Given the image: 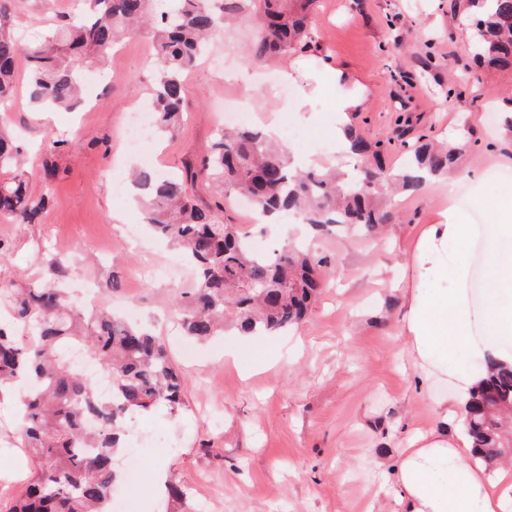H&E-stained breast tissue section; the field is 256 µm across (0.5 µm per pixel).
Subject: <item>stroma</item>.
Wrapping results in <instances>:
<instances>
[{
	"label": "stroma",
	"mask_w": 512,
	"mask_h": 512,
	"mask_svg": "<svg viewBox=\"0 0 512 512\" xmlns=\"http://www.w3.org/2000/svg\"><path fill=\"white\" fill-rule=\"evenodd\" d=\"M76 9V0H23L15 23L23 40L40 39L43 20ZM470 15L466 0H317L316 52L286 56L271 68L251 63L245 49L252 30L242 25L213 45L211 63L187 73L180 133L155 136L144 153L150 168L167 174H182L200 159L225 103L237 98L256 118L279 122L292 155L313 153L323 163L338 161L336 107L347 94L359 99L347 119L368 139L391 136L402 114L410 118L408 138L426 134L466 144L457 177L396 200L385 241L343 228L312 238L313 251L331 259L329 283L301 324L258 336L273 364L246 375L224 358L231 334L194 343L180 332L171 303L191 282L193 267L153 239L156 270L141 274L125 240L127 225L141 223L143 214L113 189L136 163L124 150L120 126L130 105L149 100L150 42L125 40L105 70L86 69L85 106L46 119L32 110L26 71L18 69L13 106L0 119L27 147L31 191L49 192L51 202L37 224L0 218V241L10 246L0 274L47 279L39 260L46 249L70 258L63 283L70 295L116 275L118 288L105 294L113 313L149 324L188 380L181 408L162 404L129 418V433L164 431L178 447L143 453L140 488L124 480L115 485L112 497L121 500L122 512H403L382 476L403 448L436 426L433 403L451 394L452 383L414 368L396 283L419 229L436 220L448 191L474 196L472 170L491 174L485 197L512 196V186L494 179L512 170V133L502 117H486L491 106L512 98V70L479 67L462 41H449V31L462 29ZM288 70L293 79H285ZM275 84L288 86L286 98L274 95ZM309 90L311 105L296 110ZM52 139L60 148L48 149ZM48 164L55 179L45 177ZM116 211L124 223H113ZM228 216L248 227L263 253L300 233L295 224L274 231L251 223L237 207ZM187 346L194 349L189 358L182 353ZM33 469L14 407L0 402V483L25 481ZM161 470L181 495L159 491Z\"/></svg>",
	"instance_id": "obj_1"
}]
</instances>
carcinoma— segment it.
Wrapping results in <instances>:
<instances>
[{
  "instance_id": "1",
  "label": "carcinoma",
  "mask_w": 512,
  "mask_h": 512,
  "mask_svg": "<svg viewBox=\"0 0 512 512\" xmlns=\"http://www.w3.org/2000/svg\"><path fill=\"white\" fill-rule=\"evenodd\" d=\"M16 0H0V109L14 99L16 60L23 57L29 102L35 109L75 110L84 101L78 70L105 67L122 38L143 34L156 49L152 87L156 129L174 134L185 98L184 76L210 39L237 21L257 32L250 61L303 54L317 47L310 21L316 0H81L77 18L51 26L44 40L24 45L11 17ZM473 8L474 60L512 67V0H469ZM357 163L344 178L332 169L296 170L288 153L251 126L221 129L199 167L182 178L148 170L133 174L143 191L140 208L152 233L198 271L195 283L175 303L184 335L206 341L226 322L244 335H274L299 324L316 300L327 261L298 245L257 254L248 232L224 217L226 203L249 197L260 213L301 216L316 233L354 224L368 236L394 219L386 194L418 193L424 176L448 175L460 151L436 148L422 134L400 146L404 165L386 166L393 139L374 143L345 129ZM23 143L0 124V216L14 224H37L49 194L29 189ZM207 188L214 205L197 196ZM51 279L68 277L69 262L44 255ZM0 389L19 382L20 437L36 470L24 494L0 502V512H100L110 505L117 480L113 458L127 417L158 404L183 406L186 381L171 363L161 339L145 327L89 310L49 285H20L0 278ZM82 346L112 384L103 398L68 357ZM467 434L480 461L491 465L512 454V367L492 369L466 414Z\"/></svg>"
}]
</instances>
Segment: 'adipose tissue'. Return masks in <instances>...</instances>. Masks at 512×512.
Wrapping results in <instances>:
<instances>
[{
    "mask_svg": "<svg viewBox=\"0 0 512 512\" xmlns=\"http://www.w3.org/2000/svg\"><path fill=\"white\" fill-rule=\"evenodd\" d=\"M484 267L472 282L466 249L472 226L456 200L413 244L410 281L403 290L408 352L435 379H452L451 400L435 403L438 426L403 449L393 470L406 512H512V467L497 468L488 482L467 435L449 439V425H462L465 408L485 373L459 371L456 352L512 365V197L492 201ZM459 249L449 253V243Z\"/></svg>",
    "mask_w": 512,
    "mask_h": 512,
    "instance_id": "obj_1",
    "label": "adipose tissue"
}]
</instances>
